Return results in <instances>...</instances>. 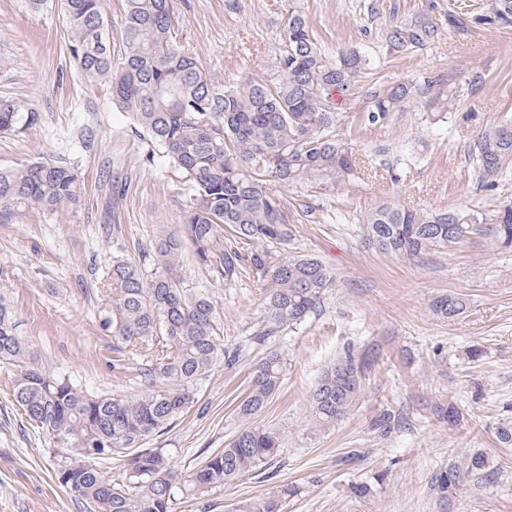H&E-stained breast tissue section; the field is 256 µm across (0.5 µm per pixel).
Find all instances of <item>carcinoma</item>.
<instances>
[{
    "instance_id": "1",
    "label": "carcinoma",
    "mask_w": 512,
    "mask_h": 512,
    "mask_svg": "<svg viewBox=\"0 0 512 512\" xmlns=\"http://www.w3.org/2000/svg\"><path fill=\"white\" fill-rule=\"evenodd\" d=\"M69 49L82 75L108 84L112 104L129 115L134 132L145 136L190 189L181 238L165 234L156 246V269L146 273L131 262L112 260V297L100 327L117 342L139 351L144 363L143 394L134 398L91 395L65 378L26 365L29 347L18 335L9 305L0 300V365L12 366L16 406L35 428L66 444L56 476L82 512H170L176 491L191 496L234 483L262 470L281 448L278 433L251 427L217 453L183 470L165 448H150L195 402L199 381L215 362L232 365L239 350L220 344L215 311L204 294L174 275L182 241L194 247L199 264L230 281L250 270L269 281L264 316L252 339L299 327L321 306L333 275L309 255L283 256L278 246L292 237L280 198L269 179L283 187L306 184L332 193L375 167L336 137L331 91L348 89L369 67L367 56L349 51L330 57L314 41L309 22L288 10L278 60V79L224 85L200 67L183 43L175 0H123V52L112 56L103 0H61ZM455 26L512 27V0H488L477 14H450ZM434 26L415 21L396 26L385 40L393 49L417 47L434 37ZM416 83H398L375 95L367 120L386 123L415 96ZM39 114L12 100H0V132L30 126ZM474 171L482 186L494 188L512 174V122L485 128L475 141ZM79 182L69 168L35 161L0 168V209L26 201L56 211L77 199ZM253 244L242 257L224 248L223 232ZM366 236L378 250L417 260L437 247H452L472 234L491 233L512 244V204L487 214L451 209L416 212L383 204L366 219ZM467 307L458 294L437 297L433 311L454 320ZM374 359L346 355L323 372L311 395V414L321 425L343 418L356 404ZM284 358L269 353L253 369L239 413H260L279 389ZM112 444L104 455L85 448ZM127 457L124 477L115 482L100 461ZM288 488L237 503L233 512H283Z\"/></svg>"
}]
</instances>
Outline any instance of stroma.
Returning a JSON list of instances; mask_svg holds the SVG:
<instances>
[{
    "mask_svg": "<svg viewBox=\"0 0 512 512\" xmlns=\"http://www.w3.org/2000/svg\"><path fill=\"white\" fill-rule=\"evenodd\" d=\"M453 2L176 0L184 42L224 84L277 79L294 5L327 54L368 55L370 68L335 97L336 133L378 174L332 194L275 187L293 230L284 255L317 257L335 281L317 312L268 343L250 341L266 281L216 279L184 246L177 276L208 296L221 342L240 357L217 363L192 407L151 445L187 468L246 428L276 430L282 442L265 469L202 500L175 494L170 512H231L284 485V512H512V446L497 438L512 426V245L474 235L408 261L369 246L363 232L365 215L384 203L489 213L512 202V177L481 189L473 162L479 131L512 120V28H457L448 22ZM417 18L433 24V39L390 49L387 32ZM411 81L447 93V108L421 99L383 126L366 123L375 94ZM0 98L39 114L36 125L0 134V167L47 161L80 179L76 205L48 212L18 202L0 220V298L14 311L33 365L94 394L139 395V352L117 350L99 325L108 268L116 255L152 266L158 235L179 234L185 222L189 186L133 132L106 88L82 78L57 0L39 9L0 0ZM448 293L468 300L451 321L432 309ZM372 348L380 357L359 400L343 419L317 424L310 399L324 369ZM272 350L284 357L280 387L258 415L241 418L236 408L250 374ZM448 405L459 413L456 423L434 413ZM385 412L397 418L387 433L374 426ZM63 453L21 416L0 368V512H80L55 475ZM476 456L484 467L473 475ZM451 468L461 478L448 492L439 478Z\"/></svg>",
    "mask_w": 512,
    "mask_h": 512,
    "instance_id": "obj_1",
    "label": "stroma"
}]
</instances>
